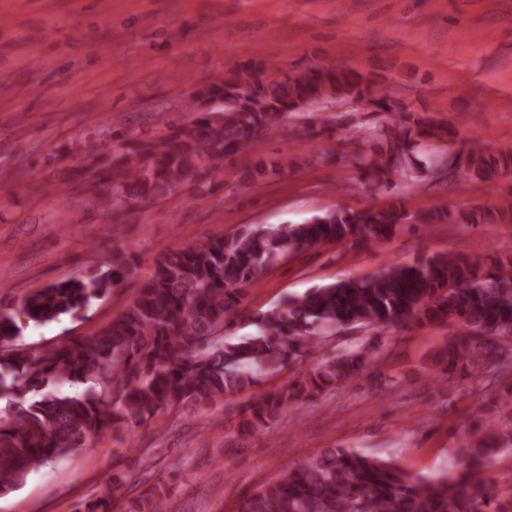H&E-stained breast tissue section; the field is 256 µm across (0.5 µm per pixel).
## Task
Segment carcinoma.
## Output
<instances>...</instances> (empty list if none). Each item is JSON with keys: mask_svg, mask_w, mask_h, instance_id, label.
<instances>
[{"mask_svg": "<svg viewBox=\"0 0 512 512\" xmlns=\"http://www.w3.org/2000/svg\"><path fill=\"white\" fill-rule=\"evenodd\" d=\"M352 94L390 117L381 125H356L349 140L358 170L375 184L411 190L445 164L442 154L422 161L417 155L449 130L374 91L352 70L311 68L293 75L231 70L220 82L194 91L187 106L191 120L153 138L126 141L108 155L92 147L83 166L64 173V180L102 196L119 221L179 185L206 181L213 161L235 158L261 138L288 131L285 119L292 114L308 130H315L317 120L327 129L331 116L310 108ZM465 160L470 175L485 182L512 170V154L471 149ZM283 166L261 161L246 176L261 178ZM507 217L512 219L511 199L492 210L458 214L411 213L392 202L168 250L108 322L38 350L21 341L23 327L79 317L134 273L128 254L114 250L89 273L1 308L0 401L7 404L0 413V495L18 489L30 472L89 447L104 431L138 427L169 410L193 412L293 367V379L251 392L240 411L241 432L265 427L282 410L351 382L363 364L360 353H341L303 369L319 349L317 336L345 328L453 320L460 331L446 346L448 364L460 363L478 375L506 374L512 352L500 339L512 338V256L496 260L486 274L452 253L392 264L367 279H341L282 299L249 318L257 328L253 336L234 342L229 330L238 317L237 285L289 252L320 243L366 244L399 224H495ZM78 385L85 389L72 391ZM503 450H512V431L486 424L479 437L457 449L464 473L456 480L410 474L354 450H327L246 498L238 512H512V499L498 500L482 476ZM106 483L110 494L86 500L80 512H112L111 495L128 483L117 472ZM125 512H167L166 496L155 486L130 500Z\"/></svg>", "mask_w": 512, "mask_h": 512, "instance_id": "cac0c4a2", "label": "carcinoma"}]
</instances>
